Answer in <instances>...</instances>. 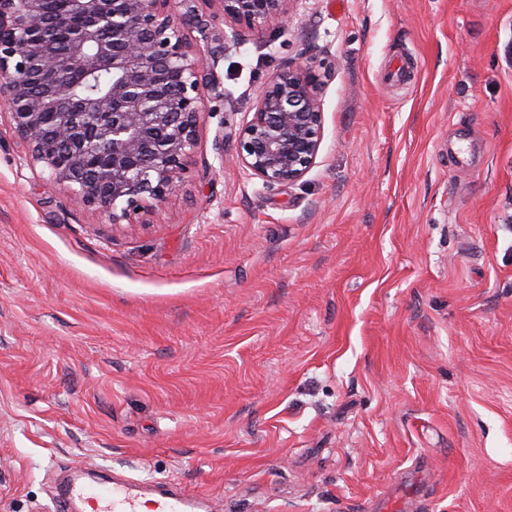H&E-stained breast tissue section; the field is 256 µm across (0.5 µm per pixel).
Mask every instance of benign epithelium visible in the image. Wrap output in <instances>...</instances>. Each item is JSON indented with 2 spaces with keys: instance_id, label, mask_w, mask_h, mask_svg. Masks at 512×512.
<instances>
[{
  "instance_id": "obj_1",
  "label": "benign epithelium",
  "mask_w": 512,
  "mask_h": 512,
  "mask_svg": "<svg viewBox=\"0 0 512 512\" xmlns=\"http://www.w3.org/2000/svg\"><path fill=\"white\" fill-rule=\"evenodd\" d=\"M173 0H0V106L29 159L113 224L162 206L189 172L208 103L228 94L210 21ZM237 46L291 20L293 0H213ZM199 37L193 39L190 34ZM112 74L99 93L81 87ZM321 73L289 60L263 83L236 155L267 188L292 185L321 143Z\"/></svg>"
}]
</instances>
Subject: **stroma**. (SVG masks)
<instances>
[{"label": "stroma", "mask_w": 512, "mask_h": 512, "mask_svg": "<svg viewBox=\"0 0 512 512\" xmlns=\"http://www.w3.org/2000/svg\"><path fill=\"white\" fill-rule=\"evenodd\" d=\"M292 7L133 223L0 124V512H61L70 464L213 512H512V0ZM304 54L322 140L268 189L234 131Z\"/></svg>", "instance_id": "obj_1"}]
</instances>
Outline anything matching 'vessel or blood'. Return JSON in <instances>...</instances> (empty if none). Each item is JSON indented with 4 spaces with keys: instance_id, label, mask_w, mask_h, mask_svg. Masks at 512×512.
Listing matches in <instances>:
<instances>
[{
    "instance_id": "vessel-or-blood-1",
    "label": "vessel or blood",
    "mask_w": 512,
    "mask_h": 512,
    "mask_svg": "<svg viewBox=\"0 0 512 512\" xmlns=\"http://www.w3.org/2000/svg\"><path fill=\"white\" fill-rule=\"evenodd\" d=\"M64 497L80 504L81 512H139L143 502H150L153 512H199L203 494L184 487L147 498L143 481L117 479L107 484L104 491L94 492L73 476L63 490Z\"/></svg>"
}]
</instances>
